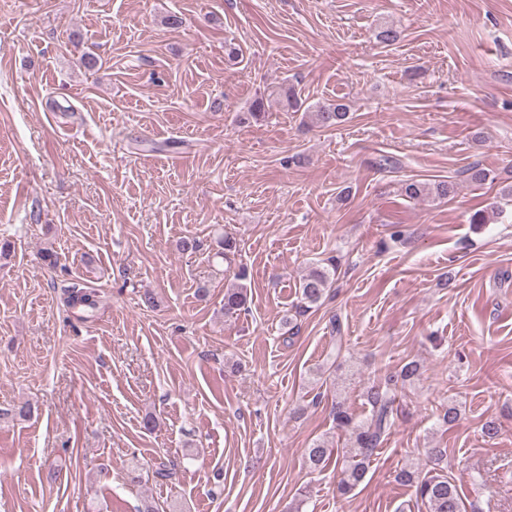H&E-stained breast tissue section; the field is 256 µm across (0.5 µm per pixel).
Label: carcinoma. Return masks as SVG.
Returning <instances> with one entry per match:
<instances>
[{"instance_id": "1", "label": "carcinoma", "mask_w": 512, "mask_h": 512, "mask_svg": "<svg viewBox=\"0 0 512 512\" xmlns=\"http://www.w3.org/2000/svg\"><path fill=\"white\" fill-rule=\"evenodd\" d=\"M316 124L332 127L342 124L349 114L344 103H318L308 108ZM402 192L409 199L430 196L434 199H448L455 193V184L450 181H438L428 186L418 181H407ZM241 284L228 288L224 292V314L231 315L247 308V287L242 281L247 279L243 266L234 273ZM336 276V258L331 256L324 265L318 266L302 278L299 283L300 304L296 314L302 316L314 308L330 290ZM62 301L68 308L94 310L98 305V292L91 287L74 285L65 290ZM421 366L416 361L405 363L394 374L384 377L369 386L363 397L369 416L362 419L350 413L341 400L335 401L333 418L336 427L345 432L347 447L337 451L325 440L317 439L306 449L305 459L310 471L321 472L330 465L339 469L337 491L348 495L365 479L368 467L375 451L391 433L399 412L397 389L419 379ZM397 479L414 488L416 499L427 508V512H462L461 498L456 486L444 474L421 475L420 468L411 465L402 469Z\"/></svg>"}]
</instances>
